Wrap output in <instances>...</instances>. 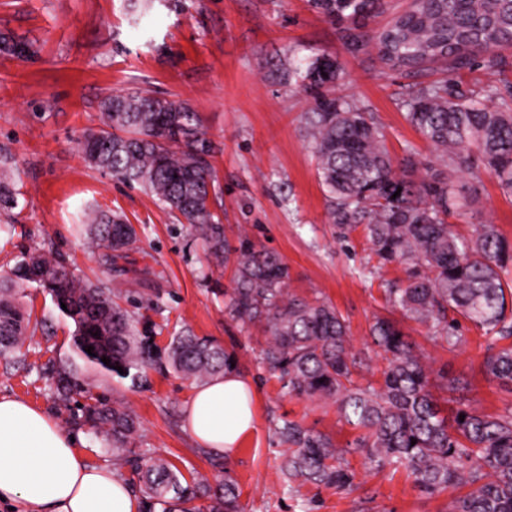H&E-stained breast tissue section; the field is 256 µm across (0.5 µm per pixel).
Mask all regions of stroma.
Segmentation results:
<instances>
[{
	"instance_id": "35a3bbf8",
	"label": "stroma",
	"mask_w": 512,
	"mask_h": 512,
	"mask_svg": "<svg viewBox=\"0 0 512 512\" xmlns=\"http://www.w3.org/2000/svg\"><path fill=\"white\" fill-rule=\"evenodd\" d=\"M0 33L39 47L29 61L0 54V165L11 168L17 188L14 208L0 210V224L17 227L14 236H0V270L29 248L60 253L80 279L111 285L114 300L158 346L188 328L235 350L240 374L257 390L256 423L235 456L199 453L183 428L195 383L165 367L148 369L138 384L98 372L74 354L73 324L32 285L19 295L30 316L26 341L20 352L0 355V395L48 410L62 429L82 432L92 462L111 464V439L82 428L79 401L58 402L46 368L71 371L135 418L133 447L166 457L185 477L212 483L227 466L244 512H451L454 490L427 495L405 470L370 469L357 453L349 457L355 492L307 483L288 493L281 475L287 447L278 425L300 422L341 447L353 440V430L335 406L284 394L258 362L260 333L224 308L230 270L217 266L155 198L90 168L80 148L84 133L100 124L101 100L117 91H146L198 112L219 148L213 208L226 238L244 235L256 248L277 253L289 267L291 291L336 306L353 351L367 360L355 372L365 384L382 364L370 328L389 313L386 288L406 274L401 265H379L364 232L337 239L302 121L313 100L271 72L321 53L335 57L342 68L338 94L370 106L397 160L409 149L423 157L432 152L399 105L408 77L382 72L373 50L350 52L340 26L308 0H0ZM462 183L473 205L451 217L453 231L469 236L482 220L512 240V198L480 169ZM97 207L124 214L138 232L135 246L110 263L104 249L77 232L85 212ZM399 325L433 370L464 379V403L484 414L512 413V391L483 370L480 331L464 324L466 342L451 352L429 339L427 326L405 317Z\"/></svg>"
}]
</instances>
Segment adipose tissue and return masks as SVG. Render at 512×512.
I'll return each instance as SVG.
<instances>
[{
	"mask_svg": "<svg viewBox=\"0 0 512 512\" xmlns=\"http://www.w3.org/2000/svg\"><path fill=\"white\" fill-rule=\"evenodd\" d=\"M256 391L228 372L195 388L184 428L198 447L230 455L254 428ZM81 434L13 396H0V501L16 512H141L132 487L81 451Z\"/></svg>",
	"mask_w": 512,
	"mask_h": 512,
	"instance_id": "adipose-tissue-1",
	"label": "adipose tissue"
}]
</instances>
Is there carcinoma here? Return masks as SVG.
<instances>
[{"mask_svg":"<svg viewBox=\"0 0 512 512\" xmlns=\"http://www.w3.org/2000/svg\"><path fill=\"white\" fill-rule=\"evenodd\" d=\"M309 2L326 20L348 24L344 37L350 51L373 46L382 69L407 76L448 71L458 77L452 86L445 80L409 87L405 117L431 144L434 156L419 159L409 150L398 168L368 108L336 95L339 64L321 54L282 74L314 100L303 121L337 238L346 240L363 229L379 263L405 266L406 279L388 289L387 303L429 326L432 340L450 352L463 343L460 321L473 325L485 339V374L512 388V344L499 345L512 339V284L502 278L512 267V241L493 224L474 225L468 237L456 235L448 224L451 215L469 205L453 179L459 173L481 168L512 197V102L491 105L499 94L495 85L468 94L457 88L478 66L506 73L503 51L512 50V0H410L379 29L369 22L382 0ZM100 113L98 130L81 142L87 163L140 186L188 225L216 259L233 262L224 306L232 317L262 328L263 368L288 395L333 404L339 417L359 431L352 448H339L325 434L283 421L277 433L288 445L281 467L288 493L304 483L357 490L347 458L354 450L377 469L406 470L428 495L450 487L464 490L452 512H512V414L448 407L452 399L432 392L433 370L388 317L376 318L371 327L372 343L384 360L380 378L374 385L360 384L354 378L360 361L334 304L288 292L289 268L278 254L258 250L246 238L237 247L224 238V224L210 207L217 192L211 164L215 145L199 114L182 102L142 91L104 98ZM15 202V182L4 166L0 209ZM84 228L91 242L111 252V260L138 241L135 227L118 213L101 211ZM33 282L56 307L67 306L62 314L75 327L74 352L100 372L116 374L120 366L123 374L141 379L148 368L166 362L205 384L238 363L234 352L189 329L159 348L154 337L138 330L139 320L112 300L111 288L78 279L60 256L36 250L0 272V353L18 352L24 344L28 322L17 290ZM90 346L91 355L86 352ZM48 373L65 404L88 392L69 371L50 368ZM81 423L112 437L113 465L134 466L143 512H240L237 482L229 472L214 489L131 447L135 420L105 398L89 397ZM200 499L207 504L193 505Z\"/></svg>","mask_w":512,"mask_h":512,"instance_id":"cac0c4a2","label":"carcinoma"}]
</instances>
